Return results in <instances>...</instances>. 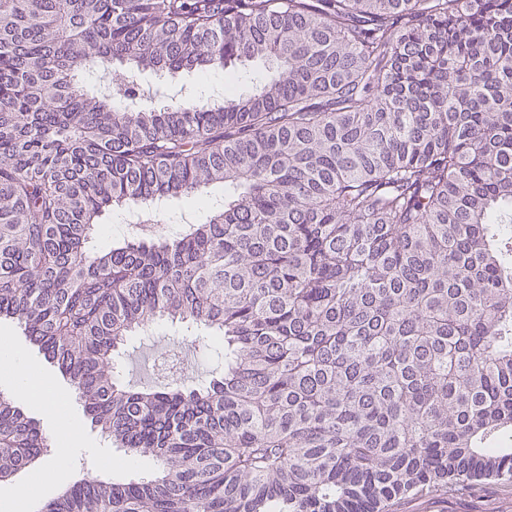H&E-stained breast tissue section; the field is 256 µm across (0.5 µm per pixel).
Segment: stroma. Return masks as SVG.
Instances as JSON below:
<instances>
[{"mask_svg":"<svg viewBox=\"0 0 512 512\" xmlns=\"http://www.w3.org/2000/svg\"><path fill=\"white\" fill-rule=\"evenodd\" d=\"M0 334L20 346L32 370L44 377L51 389L61 392L65 399L66 410L63 418L59 419L18 394L13 382L0 381V393L12 397L28 416L37 421L49 439L51 452L46 461L55 465L61 476L46 488L43 501L54 499L64 487L88 474L105 475L117 481L138 480L156 474L159 469L156 459L129 455L102 435L87 416L74 387L45 361L17 323L1 322ZM194 334V329L184 324L163 319L154 325L152 335L128 337L114 354L121 381L135 388L163 385L164 379L156 371L154 362L160 349L171 347L181 351L193 377L202 380L210 378L224 360L216 353L195 349L191 344ZM64 418L75 423L77 435L68 444L62 445L58 442V434L60 421ZM387 512H512V489L486 482L455 496L433 491L394 500Z\"/></svg>","mask_w":512,"mask_h":512,"instance_id":"stroma-1","label":"stroma"}]
</instances>
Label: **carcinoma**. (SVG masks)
<instances>
[{"mask_svg": "<svg viewBox=\"0 0 512 512\" xmlns=\"http://www.w3.org/2000/svg\"><path fill=\"white\" fill-rule=\"evenodd\" d=\"M269 62L135 99L147 70L167 99ZM214 183L205 220L88 248L109 208ZM164 318L224 340V375L119 384L112 354ZM0 320L160 462L41 512L512 485V0H0ZM48 451L0 394V477Z\"/></svg>", "mask_w": 512, "mask_h": 512, "instance_id": "obj_1", "label": "carcinoma"}]
</instances>
